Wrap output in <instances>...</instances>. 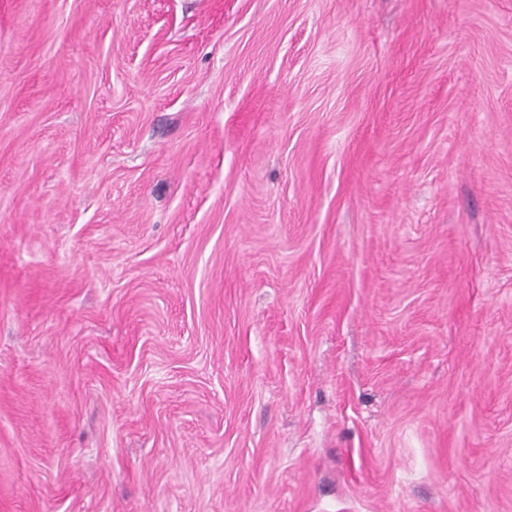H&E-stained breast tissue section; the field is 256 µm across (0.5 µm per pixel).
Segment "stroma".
Instances as JSON below:
<instances>
[{
    "label": "stroma",
    "mask_w": 512,
    "mask_h": 512,
    "mask_svg": "<svg viewBox=\"0 0 512 512\" xmlns=\"http://www.w3.org/2000/svg\"><path fill=\"white\" fill-rule=\"evenodd\" d=\"M0 512H512V0H0Z\"/></svg>",
    "instance_id": "1"
}]
</instances>
